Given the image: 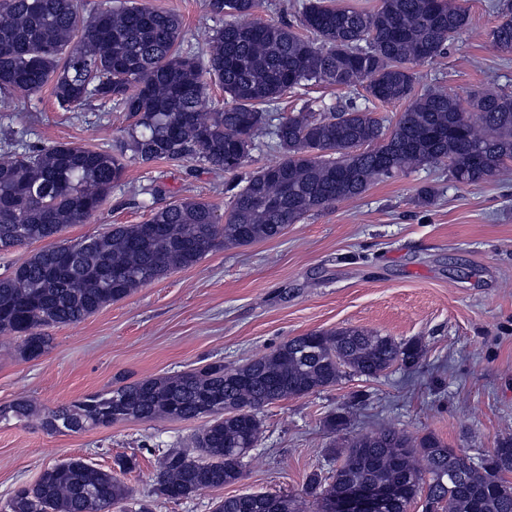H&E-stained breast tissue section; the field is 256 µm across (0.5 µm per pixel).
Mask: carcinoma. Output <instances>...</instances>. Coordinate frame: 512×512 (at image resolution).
I'll return each instance as SVG.
<instances>
[{
    "mask_svg": "<svg viewBox=\"0 0 512 512\" xmlns=\"http://www.w3.org/2000/svg\"><path fill=\"white\" fill-rule=\"evenodd\" d=\"M261 0H210L231 21L212 31L207 47L185 41L179 15L135 0H0V112L13 93L47 85L65 109L96 99L132 123L117 150L72 143L44 147L22 140L0 156V253L51 240L83 224L127 161L196 162L233 173L251 150L267 145L279 161L230 183L224 215L196 198L151 212L142 224H114L62 246L50 243L0 275V334L20 340V354L41 356L42 329L81 322L175 269L195 266L224 245L282 234L313 212L362 195L372 184L421 166L446 163L452 179L476 184L512 169V95L474 93L467 102L440 86L416 91L413 65L442 56L469 26L458 0H380L365 12L305 0L298 24L252 19ZM490 43L512 54V0L500 5ZM231 105L205 110L209 82ZM363 87L375 106L405 104L387 128L351 101L317 118L306 102L286 118L278 104L296 89ZM425 348L358 327L312 331L238 367L214 361L200 369L112 386L39 414L25 399L0 406V421L41 416L44 429L79 432L120 422L208 419L191 448L161 452L154 492L188 499L238 483L262 435L259 411L336 385L343 373L375 378L395 364L412 367ZM336 471L309 477L306 494L333 504L359 486L383 487V512H407L420 495L425 512H512V436L474 459L432 433L396 429L366 433L337 452ZM119 473L136 467L117 462ZM119 473L87 459L62 460L10 499L9 512H150ZM300 501L271 493L237 494L213 512H301Z\"/></svg>",
    "mask_w": 512,
    "mask_h": 512,
    "instance_id": "obj_1",
    "label": "carcinoma"
}]
</instances>
